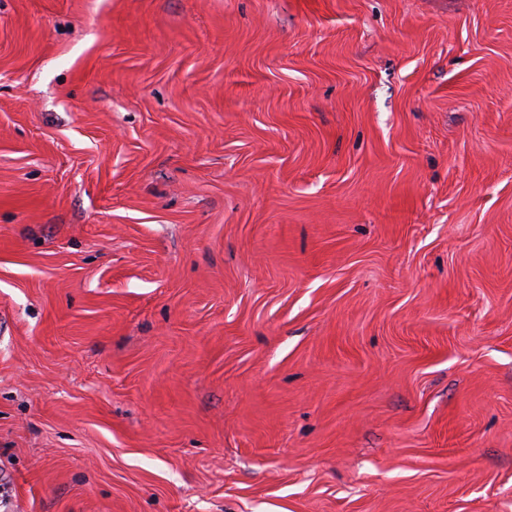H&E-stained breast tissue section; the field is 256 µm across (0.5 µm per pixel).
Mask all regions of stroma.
I'll return each instance as SVG.
<instances>
[{
    "mask_svg": "<svg viewBox=\"0 0 512 512\" xmlns=\"http://www.w3.org/2000/svg\"><path fill=\"white\" fill-rule=\"evenodd\" d=\"M0 512H512V0H0Z\"/></svg>",
    "mask_w": 512,
    "mask_h": 512,
    "instance_id": "35a3bbf8",
    "label": "stroma"
}]
</instances>
